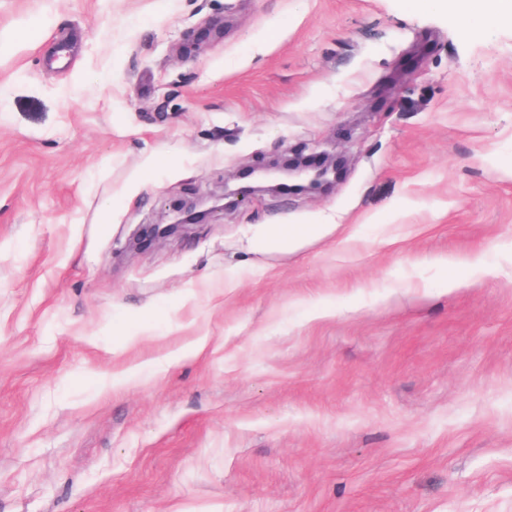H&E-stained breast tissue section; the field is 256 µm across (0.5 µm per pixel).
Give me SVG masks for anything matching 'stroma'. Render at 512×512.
I'll return each instance as SVG.
<instances>
[{"label": "stroma", "mask_w": 512, "mask_h": 512, "mask_svg": "<svg viewBox=\"0 0 512 512\" xmlns=\"http://www.w3.org/2000/svg\"><path fill=\"white\" fill-rule=\"evenodd\" d=\"M312 143L326 193L130 248ZM0 512H512V21L0 0ZM327 230L326 224H271L251 228L247 242L254 252H288L303 241L323 236Z\"/></svg>", "instance_id": "obj_1"}]
</instances>
